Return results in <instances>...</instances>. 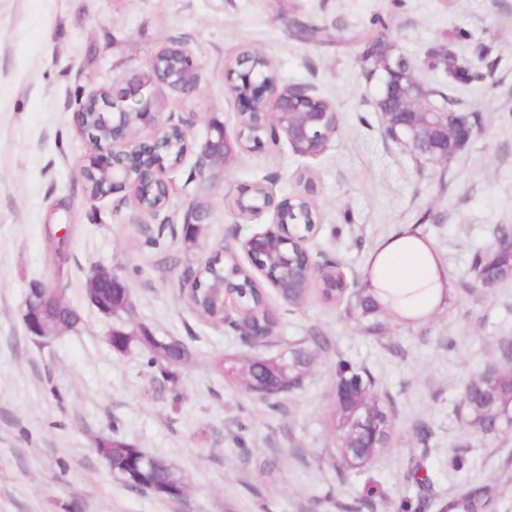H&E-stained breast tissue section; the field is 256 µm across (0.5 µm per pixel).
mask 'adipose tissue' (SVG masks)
<instances>
[{
    "mask_svg": "<svg viewBox=\"0 0 512 512\" xmlns=\"http://www.w3.org/2000/svg\"><path fill=\"white\" fill-rule=\"evenodd\" d=\"M369 293L398 317L419 321L448 302V272L429 241L409 227L381 240L370 254L365 271Z\"/></svg>",
    "mask_w": 512,
    "mask_h": 512,
    "instance_id": "1",
    "label": "adipose tissue"
}]
</instances>
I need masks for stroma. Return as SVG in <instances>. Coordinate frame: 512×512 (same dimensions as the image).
Wrapping results in <instances>:
<instances>
[{
  "mask_svg": "<svg viewBox=\"0 0 512 512\" xmlns=\"http://www.w3.org/2000/svg\"><path fill=\"white\" fill-rule=\"evenodd\" d=\"M295 19L318 26L319 39H297ZM369 31L475 116L478 133L449 162L416 161L385 135ZM166 38L186 43L201 68L192 95L153 89L156 109L193 128L169 203L149 217L119 195L91 197L79 172L102 148L72 113L91 90L117 93L148 74ZM245 50L264 52L281 80L333 103L339 129L317 157L284 140L264 144L202 184L192 171L211 129H239L224 65ZM303 177L320 215L312 254L337 261L356 289L375 245L413 227L448 271L447 307L417 322L384 314L373 333L344 304L315 293L292 308L271 289L275 332L255 346L200 319L182 298L184 272L271 223H239L232 195L261 181L281 198ZM200 196L209 216L188 245L183 215ZM503 224L512 225V0H0V512H339L367 493L375 512H439L465 479L498 484L493 512H512V440L483 441L462 405L465 379L495 360L499 337L512 336V280L472 286L474 254ZM95 266L125 282L131 319L189 346L175 381L141 352L112 349L113 321L87 296ZM33 281L59 289L82 325L46 342L30 336L22 306ZM316 332L332 344L292 393L264 400L217 368L277 356ZM340 358L366 368L394 408L390 446L345 475L332 466ZM114 432L182 472L181 501L132 490L112 473L95 439ZM464 440L459 474L448 451ZM413 459L433 483L424 506L406 478Z\"/></svg>",
  "mask_w": 512,
  "mask_h": 512,
  "instance_id": "obj_1",
  "label": "stroma"
}]
</instances>
